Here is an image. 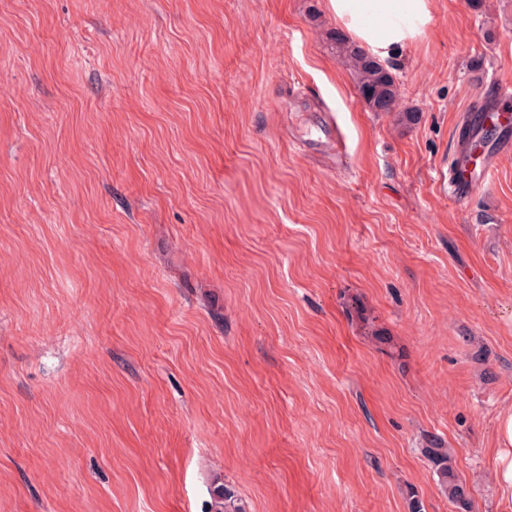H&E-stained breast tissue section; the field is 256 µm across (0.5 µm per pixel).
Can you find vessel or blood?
<instances>
[{"mask_svg":"<svg viewBox=\"0 0 512 512\" xmlns=\"http://www.w3.org/2000/svg\"><path fill=\"white\" fill-rule=\"evenodd\" d=\"M466 133L454 136V153L448 166V196L456 204H466L478 188L488 183L501 154L512 151V107L478 101L466 118ZM501 132L499 139L486 142L487 126Z\"/></svg>","mask_w":512,"mask_h":512,"instance_id":"obj_1","label":"vessel or blood"}]
</instances>
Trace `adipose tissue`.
I'll use <instances>...</instances> for the list:
<instances>
[{
	"label": "adipose tissue",
	"mask_w": 512,
	"mask_h": 512,
	"mask_svg": "<svg viewBox=\"0 0 512 512\" xmlns=\"http://www.w3.org/2000/svg\"><path fill=\"white\" fill-rule=\"evenodd\" d=\"M330 11L374 55L387 58L414 41L430 20L429 0H328ZM494 491L512 507V411L499 419Z\"/></svg>",
	"instance_id": "adipose-tissue-1"
}]
</instances>
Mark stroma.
<instances>
[{"label":"stroma","instance_id":"1","mask_svg":"<svg viewBox=\"0 0 512 512\" xmlns=\"http://www.w3.org/2000/svg\"><path fill=\"white\" fill-rule=\"evenodd\" d=\"M430 10L401 124L328 0H0V512H455L434 436L512 512V153L441 180L512 0ZM337 57L348 64L356 76L361 94L374 112L396 113L401 122L411 123L415 116L399 109V90L391 67L368 54L345 35L331 34ZM494 491L500 504L512 507V411L502 413L497 432ZM209 494L208 512H246L235 491L219 479L211 483Z\"/></svg>","mask_w":512,"mask_h":512}]
</instances>
